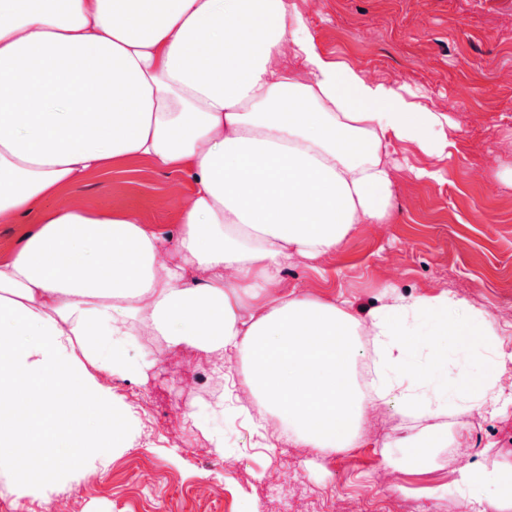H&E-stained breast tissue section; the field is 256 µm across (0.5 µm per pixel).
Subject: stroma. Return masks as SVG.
Instances as JSON below:
<instances>
[{
  "instance_id": "obj_1",
  "label": "stroma",
  "mask_w": 512,
  "mask_h": 512,
  "mask_svg": "<svg viewBox=\"0 0 512 512\" xmlns=\"http://www.w3.org/2000/svg\"><path fill=\"white\" fill-rule=\"evenodd\" d=\"M294 3L332 59L444 112L450 146L438 159L398 145L388 222L354 225L318 270L298 262L282 287L349 298L362 318L392 287L414 297L450 291L489 312L512 352V0ZM424 168L440 178L418 177ZM190 192L180 173L132 158L39 207L133 208L170 230ZM160 345L129 337L132 371L104 380L133 421L130 447L108 449L107 468L81 465L58 484L22 488L0 471V512H465L458 469L512 464V405L415 421L392 399L369 415L357 447L324 457L290 443L272 417L265 440L250 419L263 405L241 386L235 355L218 378L203 353ZM145 359L152 365L142 377L135 367ZM433 427L457 432L463 445L412 464L398 441ZM214 435L224 438L223 455L209 451Z\"/></svg>"
}]
</instances>
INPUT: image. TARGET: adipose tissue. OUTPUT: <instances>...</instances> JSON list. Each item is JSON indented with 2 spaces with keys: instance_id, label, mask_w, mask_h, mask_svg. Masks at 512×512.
<instances>
[{
  "instance_id": "ef3b65f1",
  "label": "adipose tissue",
  "mask_w": 512,
  "mask_h": 512,
  "mask_svg": "<svg viewBox=\"0 0 512 512\" xmlns=\"http://www.w3.org/2000/svg\"><path fill=\"white\" fill-rule=\"evenodd\" d=\"M300 71L276 66L286 53ZM441 112L332 60L293 0H0V221L28 225L0 261V469L57 478L126 443L103 374L128 367L133 327L224 368L319 453L355 447L368 410L495 413L512 363L495 319L451 293L398 294L356 318L345 298L278 289L284 269L383 223L397 143L448 153ZM148 158L193 186L175 232L139 212L40 199L113 161ZM429 313L479 352L446 399L406 352ZM463 504L512 512V467L458 471Z\"/></svg>"
}]
</instances>
